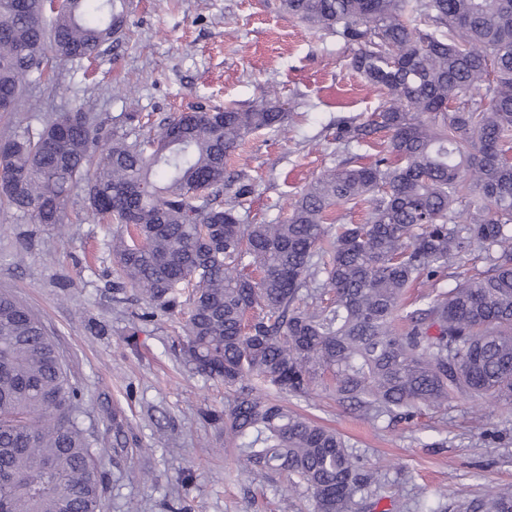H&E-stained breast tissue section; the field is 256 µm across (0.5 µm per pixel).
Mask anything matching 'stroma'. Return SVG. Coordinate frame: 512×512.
I'll return each instance as SVG.
<instances>
[{"label": "stroma", "instance_id": "1", "mask_svg": "<svg viewBox=\"0 0 512 512\" xmlns=\"http://www.w3.org/2000/svg\"><path fill=\"white\" fill-rule=\"evenodd\" d=\"M127 26L95 61H73L31 85L37 112H0V135L41 128L92 101L111 133H156L166 117L197 107L247 106L275 90L290 118L280 133L246 137L233 163L255 180L239 213L248 224L284 220L322 171L370 162L371 145L337 141L381 98L351 66L355 49L313 33L279 0H124ZM101 224L72 198L61 224H35L0 207V290L36 313L81 392L80 420L103 479L100 512H314L286 475L239 470L224 430L209 417L233 394L184 356L179 315L152 310L132 288L116 290ZM289 409L341 433L378 484L355 494L356 512H443L452 501L512 486V404L475 408L465 398L403 418L374 419L332 392L288 396Z\"/></svg>", "mask_w": 512, "mask_h": 512}]
</instances>
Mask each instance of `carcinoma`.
Instances as JSON below:
<instances>
[{
    "mask_svg": "<svg viewBox=\"0 0 512 512\" xmlns=\"http://www.w3.org/2000/svg\"><path fill=\"white\" fill-rule=\"evenodd\" d=\"M314 32L356 47L352 67L384 100L340 129L380 146L325 170L277 224H246L253 192L232 157L286 120L280 102L196 109L154 136H104L89 102L0 141V204L62 224L83 200L120 226L114 286L171 312L190 289L185 354L224 382L225 446L250 473H285L317 512H352L377 483L338 433L270 399L332 386L340 403L395 417L448 398L512 402V0H280ZM122 0H0V100L112 50ZM229 200L222 201L223 196ZM363 204V224L337 209ZM487 268L408 309L415 282L474 249ZM80 393L41 320L0 292V512H99L101 478ZM451 512H512V487Z\"/></svg>",
    "mask_w": 512,
    "mask_h": 512,
    "instance_id": "carcinoma-1",
    "label": "carcinoma"
}]
</instances>
